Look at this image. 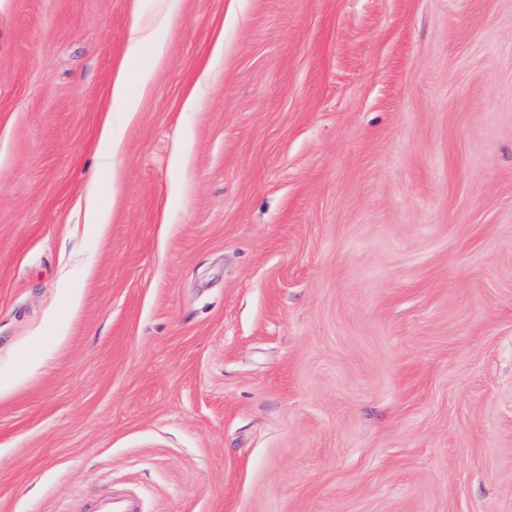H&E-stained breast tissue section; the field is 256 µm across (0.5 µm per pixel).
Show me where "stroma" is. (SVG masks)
I'll return each mask as SVG.
<instances>
[{
    "instance_id": "35a3bbf8",
    "label": "stroma",
    "mask_w": 512,
    "mask_h": 512,
    "mask_svg": "<svg viewBox=\"0 0 512 512\" xmlns=\"http://www.w3.org/2000/svg\"><path fill=\"white\" fill-rule=\"evenodd\" d=\"M21 354L0 512H512V0H0ZM166 52L165 42L155 35H145L136 26L129 41L126 58L128 60H146L137 70L138 85L145 89L151 84L154 73ZM108 95L110 100V109L108 112H112V106H117L120 112H124L126 121H130L137 112L139 99L131 91L130 81L127 75V71L124 65H122L108 89ZM122 138L119 129L112 125V120L107 117L102 124L99 136V156L101 165L107 169L112 178L115 177V162L119 155ZM104 184L101 177L93 176L85 185L83 202L86 223L96 224L103 231L110 223L111 212L102 203ZM94 512H144V503L136 491L117 486L99 497Z\"/></svg>"
}]
</instances>
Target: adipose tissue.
Here are the masks:
<instances>
[{"label": "adipose tissue", "instance_id": "obj_1", "mask_svg": "<svg viewBox=\"0 0 512 512\" xmlns=\"http://www.w3.org/2000/svg\"><path fill=\"white\" fill-rule=\"evenodd\" d=\"M165 52L166 46L162 39L152 34H143L138 29L133 31L126 57L139 62L137 78L133 81L129 80L126 69H119L108 89L111 105L117 106L125 118H132L138 109L139 99L132 92V85L136 84L144 88L151 84Z\"/></svg>", "mask_w": 512, "mask_h": 512}]
</instances>
